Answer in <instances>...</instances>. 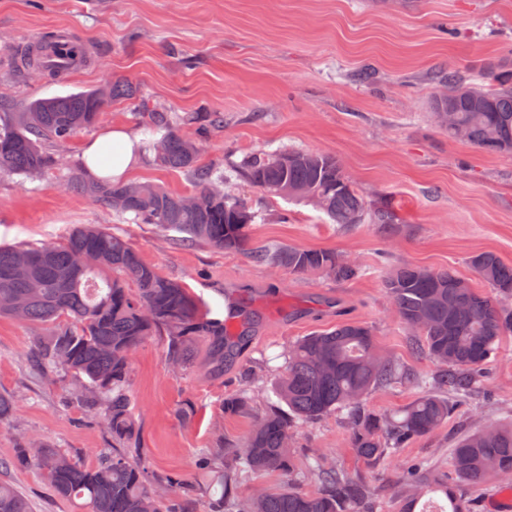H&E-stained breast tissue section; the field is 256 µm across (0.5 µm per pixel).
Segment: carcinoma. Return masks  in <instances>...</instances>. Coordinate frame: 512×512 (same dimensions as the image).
I'll list each match as a JSON object with an SVG mask.
<instances>
[{
	"label": "carcinoma",
	"mask_w": 512,
	"mask_h": 512,
	"mask_svg": "<svg viewBox=\"0 0 512 512\" xmlns=\"http://www.w3.org/2000/svg\"><path fill=\"white\" fill-rule=\"evenodd\" d=\"M511 61L486 69L476 79L458 70L439 77L445 91L434 96V113L451 112L448 138L464 140L481 152L512 153ZM54 98H37L17 111L0 99V173L32 178L56 165L49 151L92 126L112 100L138 98L129 83ZM148 156L153 165L191 174L195 190L174 195L153 183H124L76 176L68 187L102 207L132 216L137 224L176 231L185 240L224 251H247L254 213L224 192V169L199 164L209 129L224 123L219 112L174 115L145 102ZM196 126V138L180 128ZM236 174L267 197L286 199L282 190L305 192L302 201L348 228L364 220L363 196L344 174L336 157L303 150L246 154ZM257 261L286 269L296 277L337 281L357 278L361 268L331 250L280 245L254 251ZM475 276L488 287L478 291L470 280L448 269L413 265L394 268L384 288L400 320L416 330L426 356L440 368L433 388L396 414L366 409L363 398L375 388L406 379L401 366L383 357L372 329L360 322L301 337L280 357L284 365L274 385L276 404L253 419L240 444L215 436L199 458L208 496L176 475L152 473L139 453L138 428L129 387L132 356L149 337L166 336L165 361L180 373L204 379L224 378L256 336L257 316L239 310L229 326L212 319L200 299L180 281L167 278L145 262L128 240L99 224H77L67 237L41 247L0 245V318L52 326L35 345L42 373H63L84 381L83 404L99 409L112 451L92 465L41 443L30 455L31 440L18 443L15 457L0 469L36 462L55 494L82 501L83 512H377L369 485L309 456L305 470L292 451L303 425L329 414L344 416L355 454L374 467L409 441L445 424L452 405L444 393L467 395L478 373L495 355L502 336L512 333V263L485 251L470 257ZM255 396L247 391L224 398L227 415H249ZM450 483L419 468L398 490L401 512H473L472 494L491 478L512 477V424L489 425L464 436L448 453ZM276 472L290 482L304 473L312 491L288 487L258 489L249 498L237 486L247 478ZM0 512H31L26 497L0 482Z\"/></svg>",
	"instance_id": "1"
}]
</instances>
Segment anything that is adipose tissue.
I'll list each match as a JSON object with an SVG mask.
<instances>
[{
	"label": "adipose tissue",
	"mask_w": 512,
	"mask_h": 512,
	"mask_svg": "<svg viewBox=\"0 0 512 512\" xmlns=\"http://www.w3.org/2000/svg\"><path fill=\"white\" fill-rule=\"evenodd\" d=\"M141 138L115 127L87 143L82 153L87 172L95 178H123L140 159Z\"/></svg>",
	"instance_id": "obj_1"
}]
</instances>
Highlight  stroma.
<instances>
[{
	"label": "stroma",
	"instance_id": "obj_1",
	"mask_svg": "<svg viewBox=\"0 0 512 512\" xmlns=\"http://www.w3.org/2000/svg\"><path fill=\"white\" fill-rule=\"evenodd\" d=\"M66 30L89 50L77 70L35 75L17 57L32 35ZM512 56V0H0V97L19 103L63 96L113 80L136 85L150 104L174 112H220L224 126L204 144L200 162L232 172L244 154L298 149L336 156L367 207L387 205L392 224L343 228L306 203L271 199L232 180L229 190L256 213L253 247L282 244L331 249L357 261L353 280L295 277L241 252L178 242L175 232L134 223L68 188L82 171L84 146L115 126L141 131L136 108L111 102L96 123L59 154V165L24 179L0 176V244L62 241L77 224H101L123 236L166 277L185 283L215 319L228 301H246L262 319L248 360H267L256 376L237 370L223 380L182 375L165 362L164 339L135 352L130 396L140 448L150 470L179 473L193 483L196 463L214 433L242 441L247 416H224L226 395L248 390L266 408L277 362L273 354L310 332L349 320L371 327L380 352L410 374L431 376L417 332L396 316L383 288L404 264L449 268L471 277L468 259L492 251L512 263V154H490L450 140L430 102L441 87L436 71L477 75ZM373 67L377 79L358 80ZM40 327L0 319V393L15 413L0 427V459L18 438L46 441L86 463L112 445L102 419L74 393L75 382L43 375L32 354ZM191 405V418L178 414ZM512 421V334L469 399L446 424L411 441L377 468L351 448L345 420L330 414L301 428L297 459L319 449L325 464L370 481L383 512H398L395 492L419 462L448 469V450L469 432ZM32 512H81L59 498L44 470L1 469Z\"/></svg>",
	"mask_w": 512,
	"mask_h": 512
}]
</instances>
